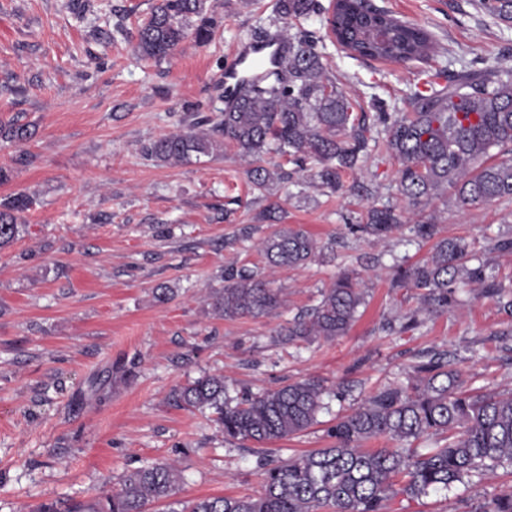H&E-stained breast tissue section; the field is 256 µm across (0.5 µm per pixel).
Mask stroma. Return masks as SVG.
Here are the masks:
<instances>
[{"label":"stroma","mask_w":512,"mask_h":512,"mask_svg":"<svg viewBox=\"0 0 512 512\" xmlns=\"http://www.w3.org/2000/svg\"><path fill=\"white\" fill-rule=\"evenodd\" d=\"M277 0H208L219 25L209 45L186 40L155 61L136 31L157 0H0V200L32 201L19 238L0 250V512L91 502L129 471L176 462L178 497L252 494L261 460L330 446L326 430L378 388L405 382L419 357L447 352L477 387L512 389V315L475 288L441 313H418V289L395 286L397 266L428 259L429 241L402 228L384 242L356 232L367 209L398 204V163L371 152L337 192L308 176L260 195L233 149L177 166L143 146L224 109V64L241 45L306 31L331 74L367 114L404 112L415 91L446 85L463 67H512V22L477 0H368L425 29L437 52L398 64L362 60L327 36L324 15L283 24ZM14 126L29 137L8 139ZM360 184L351 193L349 184ZM277 205L276 221L264 219ZM438 238L474 243L489 275L512 287V200L465 210L432 201ZM302 227L317 256L270 270L260 241L277 224ZM245 267L282 289L267 317L226 320L209 305L224 270ZM365 293L361 317L333 340L286 341L283 327L316 307L343 272ZM173 295L158 302L156 288ZM417 325H409V316ZM210 373L231 394L322 380L317 424L273 443L225 440L212 410L187 409L176 386ZM512 486V465L419 498L397 493L384 512H490Z\"/></svg>","instance_id":"35a3bbf8"}]
</instances>
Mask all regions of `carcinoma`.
<instances>
[{
    "mask_svg": "<svg viewBox=\"0 0 512 512\" xmlns=\"http://www.w3.org/2000/svg\"><path fill=\"white\" fill-rule=\"evenodd\" d=\"M493 19L512 22V0H478ZM323 10L319 0H277L279 19L297 21ZM329 33L354 57L407 64L437 50L429 33L365 0H339L327 19ZM217 20L206 0H158L137 31L140 56L161 60L191 38L209 44ZM275 65L243 87L220 113L211 132L192 128L165 134L144 147L157 161L179 165L210 156L229 145L250 161L248 180L263 193L290 183L313 162L317 185L344 188L342 175L367 158L372 126L357 103L330 74L309 33L278 34ZM410 111L386 112L376 105L374 121L385 131L383 147L397 160L400 209L373 207L353 230L376 241L391 237L406 215L418 216L413 232L420 240L437 234L438 217L425 212L445 191L461 208L512 199V69L464 71L429 94L414 92ZM294 165H263V158ZM30 199L16 195L0 202V250L20 236L21 214ZM260 250L276 268H299L318 252L306 231L281 227L263 239ZM469 242L437 241L431 257L401 268L395 282L422 290L419 312L445 311L456 303L455 284L463 281L487 297L503 299L504 287L480 262L471 264ZM212 311L224 319L263 317L282 305V291L247 269L224 270V287L208 295ZM364 305L356 277L345 274L326 289L321 302L285 330L288 341L345 335ZM323 382L309 378L231 398L224 376L204 374L176 391L195 409H211L228 440L259 445L281 440L317 423L325 408ZM334 443L288 461L266 464L261 490L241 496L176 499L181 470L174 463L151 464L125 474L120 488L90 504L59 508L41 504L34 512H148L162 503L165 512H381L398 491L418 498L442 491L475 475L512 464V391H482L450 368L448 354L431 352L413 366L407 383L380 388L328 430ZM396 442L375 450V438ZM435 439L434 446L414 443ZM400 488H395V485Z\"/></svg>",
    "mask_w": 512,
    "mask_h": 512,
    "instance_id": "obj_1",
    "label": "carcinoma"
}]
</instances>
